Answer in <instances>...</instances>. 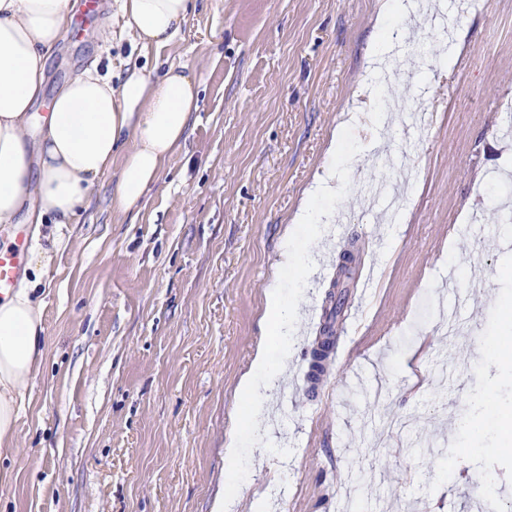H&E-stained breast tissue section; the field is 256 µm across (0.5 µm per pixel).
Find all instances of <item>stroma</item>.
Segmentation results:
<instances>
[{
	"instance_id": "stroma-1",
	"label": "stroma",
	"mask_w": 512,
	"mask_h": 512,
	"mask_svg": "<svg viewBox=\"0 0 512 512\" xmlns=\"http://www.w3.org/2000/svg\"><path fill=\"white\" fill-rule=\"evenodd\" d=\"M99 7L50 56L44 96L94 60L119 61ZM438 0L456 31L438 38L430 13L379 77L378 132L344 128L369 78L366 52L386 0H194L168 62L201 80L181 150L124 221L111 178L91 197L45 275V347L12 451L0 458V512H213L224 452L245 406L239 382L260 347H277L265 292L280 279L295 312L288 367L268 391L264 436L241 431L244 486L232 512H341L360 500L347 463L360 454L380 512H472L494 498L512 512V0ZM456 52L450 75L439 61ZM424 101L427 125L413 121ZM360 162L335 217L299 237L304 276H277L282 236L334 134ZM402 189L389 218L359 190ZM360 261L334 327L350 363L309 400L303 375L324 322L340 254ZM484 342L491 360L473 357ZM457 423L459 450L448 447Z\"/></svg>"
}]
</instances>
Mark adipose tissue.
<instances>
[{"label":"adipose tissue","mask_w":512,"mask_h":512,"mask_svg":"<svg viewBox=\"0 0 512 512\" xmlns=\"http://www.w3.org/2000/svg\"><path fill=\"white\" fill-rule=\"evenodd\" d=\"M190 0H115L106 28L118 29L133 50L147 54L171 46L188 21ZM72 0H0V228L16 224L73 223L106 174H113V216L136 209L186 139L199 109L200 80L188 67L155 60L152 67L123 61V73L91 64L38 114L46 63L66 37ZM358 163L338 144L327 151L324 171L300 208L296 226L283 237L278 266L305 272L293 245L299 232L317 236L326 223L323 199L343 190V176ZM53 233L35 244L32 278L0 294V447H11L25 390L39 368L45 344L38 279L55 258ZM267 313L282 343L278 352L259 349L252 372L242 379L241 399L251 412L246 426L260 432L261 398L280 378L288 359L286 341L295 332L293 311L279 287L266 293Z\"/></svg>","instance_id":"ef3b65f1"}]
</instances>
